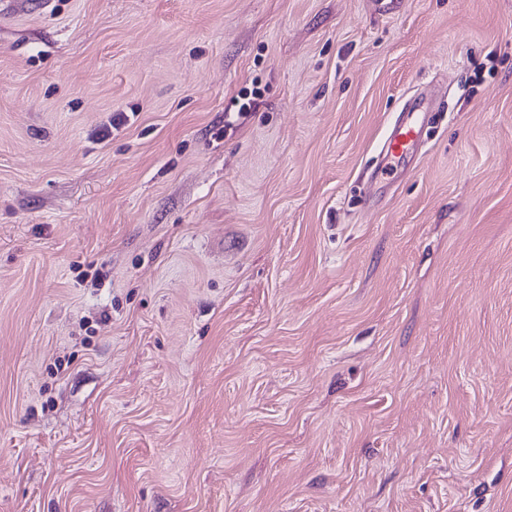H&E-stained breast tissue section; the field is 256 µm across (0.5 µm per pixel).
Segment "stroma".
<instances>
[{"label": "stroma", "mask_w": 512, "mask_h": 512, "mask_svg": "<svg viewBox=\"0 0 512 512\" xmlns=\"http://www.w3.org/2000/svg\"><path fill=\"white\" fill-rule=\"evenodd\" d=\"M0 512H512V0L0 19ZM418 136L419 129L413 121L397 126L395 132L383 143L381 153L384 156V163L379 167L378 174L382 176L391 175L395 163H398L401 158L413 150Z\"/></svg>", "instance_id": "obj_1"}]
</instances>
